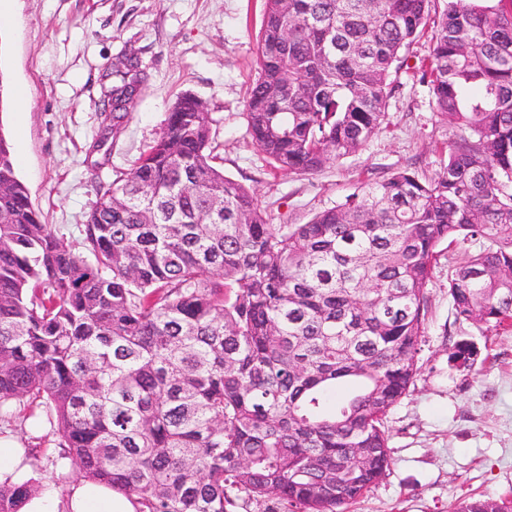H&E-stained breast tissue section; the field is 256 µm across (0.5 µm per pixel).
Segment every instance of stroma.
<instances>
[{
    "mask_svg": "<svg viewBox=\"0 0 512 512\" xmlns=\"http://www.w3.org/2000/svg\"><path fill=\"white\" fill-rule=\"evenodd\" d=\"M266 0H9L16 24L0 30V131L18 177L67 246L81 238L99 186L131 169L160 136L176 98L190 93L211 114L217 164L253 191L269 223L304 224L360 186L408 169L431 178L458 135L437 114L426 85L401 69L381 130L315 174L273 168L249 134L247 91L258 72ZM135 51L145 81L117 138L105 137L104 93L112 61ZM24 92V109L10 97ZM452 246L427 288L426 330L407 395L383 419L392 463L348 512H454L469 497L512 492V334L456 320L448 267L479 250ZM472 343L474 364L449 358ZM42 461V486L63 488L75 470L55 466L56 443L23 422L18 431Z\"/></svg>",
    "mask_w": 512,
    "mask_h": 512,
    "instance_id": "obj_1",
    "label": "stroma"
}]
</instances>
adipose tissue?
Returning <instances> with one entry per match:
<instances>
[{
	"instance_id": "adipose-tissue-1",
	"label": "adipose tissue",
	"mask_w": 512,
	"mask_h": 512,
	"mask_svg": "<svg viewBox=\"0 0 512 512\" xmlns=\"http://www.w3.org/2000/svg\"><path fill=\"white\" fill-rule=\"evenodd\" d=\"M33 467L20 439L11 431L0 434V484L21 486ZM21 512H135L128 496L84 478L72 480L65 491L50 487L28 496Z\"/></svg>"
}]
</instances>
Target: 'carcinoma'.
<instances>
[{
	"mask_svg": "<svg viewBox=\"0 0 512 512\" xmlns=\"http://www.w3.org/2000/svg\"><path fill=\"white\" fill-rule=\"evenodd\" d=\"M267 0L254 144L314 174L380 129L420 61L459 131L432 178L401 170L308 223L267 222L213 165L184 95L156 143L99 187L81 249L42 223L0 133V421L37 402L60 457L135 512H345L390 468L382 418L408 392L441 246L455 318L512 332V0ZM142 62L112 63V132ZM35 484L0 485L19 512ZM455 512H512V495Z\"/></svg>",
	"mask_w": 512,
	"mask_h": 512,
	"instance_id": "cac0c4a2",
	"label": "carcinoma"
}]
</instances>
